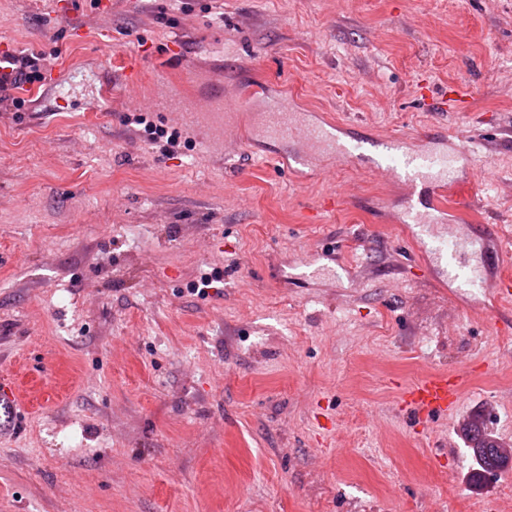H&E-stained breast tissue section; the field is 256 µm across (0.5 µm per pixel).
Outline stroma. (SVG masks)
<instances>
[{
	"label": "stroma",
	"instance_id": "stroma-1",
	"mask_svg": "<svg viewBox=\"0 0 512 512\" xmlns=\"http://www.w3.org/2000/svg\"><path fill=\"white\" fill-rule=\"evenodd\" d=\"M58 3L0 0V46L50 71L0 102V384L25 392L0 404V512H512V465L474 481L462 433L512 448L488 254L512 232V0H70L79 40ZM172 47L332 116L352 161L300 181L254 137L237 170L186 128L162 151L130 117L176 127L144 94ZM424 76L470 86V111L429 112ZM430 127L471 156L462 221L402 225L417 200L365 160ZM434 372L469 385L425 428L397 402Z\"/></svg>",
	"mask_w": 512,
	"mask_h": 512
}]
</instances>
